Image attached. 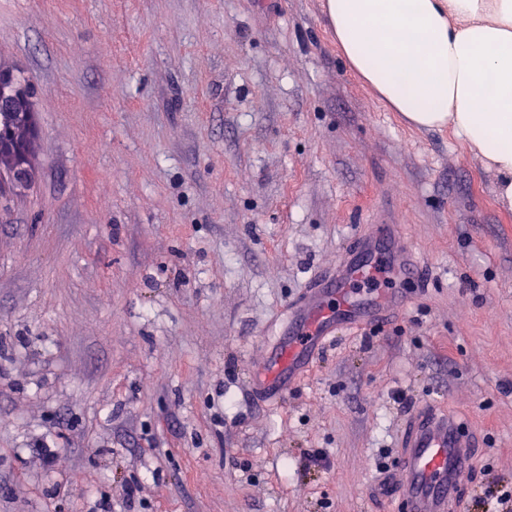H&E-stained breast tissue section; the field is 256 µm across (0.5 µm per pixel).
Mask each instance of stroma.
Masks as SVG:
<instances>
[{
	"instance_id": "stroma-1",
	"label": "stroma",
	"mask_w": 512,
	"mask_h": 512,
	"mask_svg": "<svg viewBox=\"0 0 512 512\" xmlns=\"http://www.w3.org/2000/svg\"><path fill=\"white\" fill-rule=\"evenodd\" d=\"M0 62L39 132L0 198V512H386L425 402L482 440L461 482L486 512L512 482V209L346 69L323 0H0ZM380 222L421 257L386 283L407 301L264 402L277 316Z\"/></svg>"
}]
</instances>
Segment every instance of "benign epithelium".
I'll return each instance as SVG.
<instances>
[{
	"label": "benign epithelium",
	"mask_w": 512,
	"mask_h": 512,
	"mask_svg": "<svg viewBox=\"0 0 512 512\" xmlns=\"http://www.w3.org/2000/svg\"><path fill=\"white\" fill-rule=\"evenodd\" d=\"M32 117L31 97L0 81V194L34 178L29 137Z\"/></svg>",
	"instance_id": "obj_1"
}]
</instances>
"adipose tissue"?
I'll return each instance as SVG.
<instances>
[{
	"instance_id": "obj_1",
	"label": "adipose tissue",
	"mask_w": 512,
	"mask_h": 512,
	"mask_svg": "<svg viewBox=\"0 0 512 512\" xmlns=\"http://www.w3.org/2000/svg\"><path fill=\"white\" fill-rule=\"evenodd\" d=\"M325 12L347 68L409 126L450 128L512 208V0H325Z\"/></svg>"
}]
</instances>
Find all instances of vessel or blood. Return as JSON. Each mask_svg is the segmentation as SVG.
<instances>
[{
	"label": "vessel or blood",
	"mask_w": 512,
	"mask_h": 512,
	"mask_svg": "<svg viewBox=\"0 0 512 512\" xmlns=\"http://www.w3.org/2000/svg\"><path fill=\"white\" fill-rule=\"evenodd\" d=\"M371 233L370 240L344 255L335 276L311 284L303 316L291 320L287 336L271 348L253 380L267 401L287 395L295 374L333 338L337 326L379 321L381 311L393 303V295L377 293L364 311L354 298L357 287L380 280L386 271L405 270L413 261L412 249L398 243L394 225H372ZM401 446L399 463L378 492L390 512H460V475L477 448L472 429L427 404L408 421Z\"/></svg>",
	"instance_id": "vessel-or-blood-1"
}]
</instances>
